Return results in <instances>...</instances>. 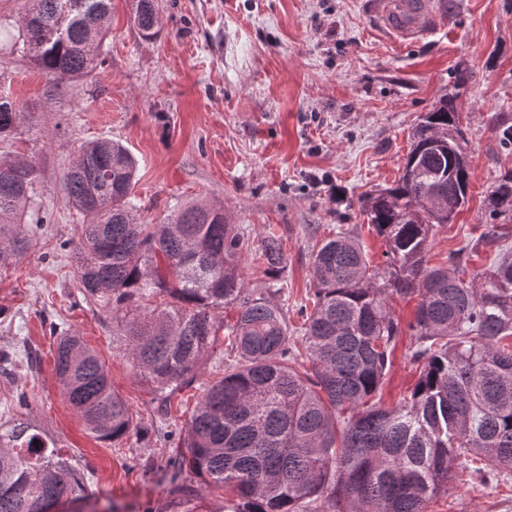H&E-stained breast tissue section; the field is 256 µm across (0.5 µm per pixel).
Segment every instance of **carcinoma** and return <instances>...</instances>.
Here are the masks:
<instances>
[{
	"label": "carcinoma",
	"mask_w": 512,
	"mask_h": 512,
	"mask_svg": "<svg viewBox=\"0 0 512 512\" xmlns=\"http://www.w3.org/2000/svg\"><path fill=\"white\" fill-rule=\"evenodd\" d=\"M111 0H25L17 20L23 50L58 89L104 63ZM139 33L159 31L154 0H132ZM458 95L426 114L416 139L436 146L407 157L396 184L360 199L384 238L386 263L369 264L362 244L339 231L312 254L315 291L303 338L311 369L294 367L287 310L274 300L286 258L269 230L255 253L256 288L241 272L249 238L224 208L180 205L165 224L145 223L131 203L136 161L123 145L99 139L83 146L63 174L80 215L75 258L83 297L112 313L137 378L168 406L195 382L227 330L224 376L205 384L187 434L166 476L184 472L224 489L235 512H426L448 490L455 463L498 482L512 469V251L498 253L479 280L429 265L431 229L448 223L438 209L459 212L468 169L448 152L462 135ZM30 113L0 99V140L21 138ZM39 168L0 159V260L21 254L33 225ZM492 212L512 215V172L489 194ZM419 298L411 359L420 365L410 395L394 406L373 400L401 327L392 296ZM238 309L224 328L219 312ZM58 381L96 439L117 441L141 429L97 352L81 337L58 338ZM18 424L0 448V512H41L44 494L79 490L70 460ZM495 464L498 470L488 468Z\"/></svg>",
	"instance_id": "cac0c4a2"
}]
</instances>
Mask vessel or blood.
Wrapping results in <instances>:
<instances>
[{
	"label": "vessel or blood",
	"instance_id": "obj_1",
	"mask_svg": "<svg viewBox=\"0 0 512 512\" xmlns=\"http://www.w3.org/2000/svg\"><path fill=\"white\" fill-rule=\"evenodd\" d=\"M381 27L399 43L432 34L439 18L436 0H368Z\"/></svg>",
	"mask_w": 512,
	"mask_h": 512
}]
</instances>
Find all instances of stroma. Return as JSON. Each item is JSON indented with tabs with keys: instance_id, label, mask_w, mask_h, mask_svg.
<instances>
[{
	"instance_id": "1",
	"label": "stroma",
	"mask_w": 512,
	"mask_h": 512,
	"mask_svg": "<svg viewBox=\"0 0 512 512\" xmlns=\"http://www.w3.org/2000/svg\"><path fill=\"white\" fill-rule=\"evenodd\" d=\"M441 23L412 44L394 42L365 0H158L161 28L142 37L129 0H112L106 62L50 96V78L24 54L15 22L24 0H0V96L32 111L21 139L0 141L41 173L45 222L27 249L0 263V436L17 423L70 458L89 512H166L177 493L162 481L200 393L175 392L168 414L112 341V320L86 303L76 274L79 216L62 176L91 140L112 139L137 161L132 201L147 223H164L177 203H223L260 244L266 229L283 242L277 299L288 341L301 351L300 314L314 293L313 252L321 239L351 232L373 265L386 244L362 213L365 194L402 173L417 123L440 97L458 92L466 140L468 201L453 223L433 227L431 265L463 252L466 277L512 247V217L490 213L488 195L512 170L499 128L512 126V0H439ZM466 71L465 86L455 76ZM417 297H393L402 333L377 397L393 406L414 387L410 359ZM70 331L105 361L114 389L147 438L92 437L63 396L53 353ZM427 512H512V479L481 482L455 468Z\"/></svg>"
}]
</instances>
